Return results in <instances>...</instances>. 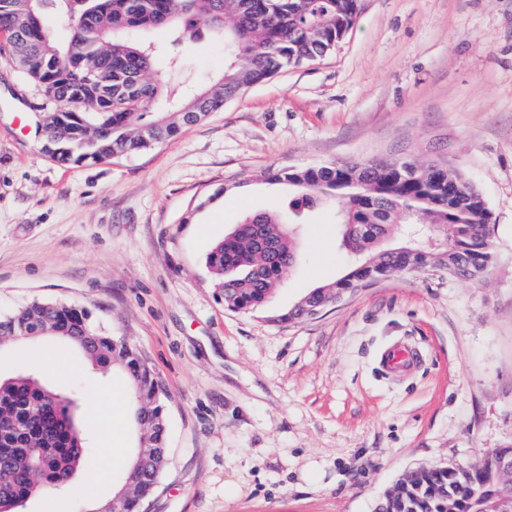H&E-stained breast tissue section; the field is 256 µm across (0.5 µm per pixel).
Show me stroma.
Segmentation results:
<instances>
[{
  "label": "stroma",
  "instance_id": "obj_1",
  "mask_svg": "<svg viewBox=\"0 0 512 512\" xmlns=\"http://www.w3.org/2000/svg\"><path fill=\"white\" fill-rule=\"evenodd\" d=\"M313 63L250 86L170 141L96 163L42 149V88L0 56V318L32 301L90 309L156 376L169 463L150 512H375L404 474L512 444V0H358ZM203 88L222 43L174 47ZM393 158L460 171L491 212L482 280L398 272L314 317L290 312L347 271L335 210L292 228L300 260L264 308L217 298L205 255L292 197L269 170ZM406 343L421 364L377 368ZM66 354L59 375L56 354ZM39 374L96 417L67 485L19 512H93L120 484L104 445L137 451L126 377L56 338L0 346V373ZM95 500H88V492Z\"/></svg>",
  "mask_w": 512,
  "mask_h": 512
}]
</instances>
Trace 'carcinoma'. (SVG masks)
<instances>
[{"mask_svg": "<svg viewBox=\"0 0 512 512\" xmlns=\"http://www.w3.org/2000/svg\"><path fill=\"white\" fill-rule=\"evenodd\" d=\"M357 0H0V56L10 58L56 103L59 151L49 156L63 164L98 162L172 140L180 128L198 122L243 89L291 65L314 62L336 48L355 22ZM51 11L67 20L83 14L87 22L70 27L63 45L43 29L40 16ZM224 42V72L206 91L182 81L170 90L153 80L161 65L181 63L140 33L164 28L178 45L202 36ZM64 58L81 83L53 64ZM165 115L146 112L158 101ZM101 125L110 128L105 147L90 152L89 141ZM151 125L154 138L142 128ZM406 170L369 163L278 170L274 181L299 189L288 215L259 212L246 216L216 242L205 258L217 296L230 311L262 306L298 255L287 225L304 212L327 203L336 207L349 272L305 297L289 313L308 315L314 301L328 304L393 273L440 271L450 277L479 280L493 259L490 211L481 191L454 169L432 176L433 162L405 160ZM434 237V246L410 243V225ZM60 336L76 345L100 370L121 369L135 398L132 418L140 444L149 451L145 479L128 498L127 512H145L158 489L167 462V408L151 370L121 337L105 333L93 313L67 303L33 302L0 319V340L12 341L22 329ZM75 399L47 387L39 377L17 372L0 376V454L14 468L0 471V512L32 496L65 486L81 458L76 448L88 442L75 418ZM51 446L56 457L32 465L29 449ZM376 512H512V477L472 463L465 470L424 468L411 473L393 499Z\"/></svg>", "mask_w": 512, "mask_h": 512, "instance_id": "1", "label": "carcinoma"}]
</instances>
